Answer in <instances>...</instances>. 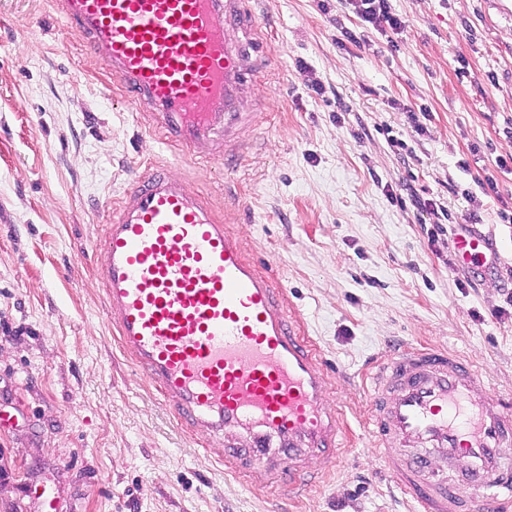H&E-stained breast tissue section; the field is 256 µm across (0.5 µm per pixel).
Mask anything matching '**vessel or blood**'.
Masks as SVG:
<instances>
[{
    "mask_svg": "<svg viewBox=\"0 0 512 512\" xmlns=\"http://www.w3.org/2000/svg\"><path fill=\"white\" fill-rule=\"evenodd\" d=\"M249 0H51L166 146L231 142L246 124L242 59L261 45ZM94 261L121 348L197 437L245 434L224 470L262 487L310 481L343 463L327 368L210 199L167 163L138 173L108 206ZM458 262L488 271L480 233ZM370 381L371 451L423 512H512V397L446 348L379 355ZM464 462L449 482L445 469Z\"/></svg>",
    "mask_w": 512,
    "mask_h": 512,
    "instance_id": "b4317fda",
    "label": "vessel or blood"
}]
</instances>
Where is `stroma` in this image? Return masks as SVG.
<instances>
[{
    "mask_svg": "<svg viewBox=\"0 0 512 512\" xmlns=\"http://www.w3.org/2000/svg\"><path fill=\"white\" fill-rule=\"evenodd\" d=\"M390 5L403 32L341 0H256L270 56L246 61L249 122L228 168L188 184L330 369L345 463L290 500L225 473L223 439L177 422L108 321L102 205L171 151L48 0H0V512H418L369 447L371 359L441 346L512 394V172L495 165L512 153V0ZM469 232L493 273L458 264Z\"/></svg>",
    "mask_w": 512,
    "mask_h": 512,
    "instance_id": "1",
    "label": "stroma"
}]
</instances>
